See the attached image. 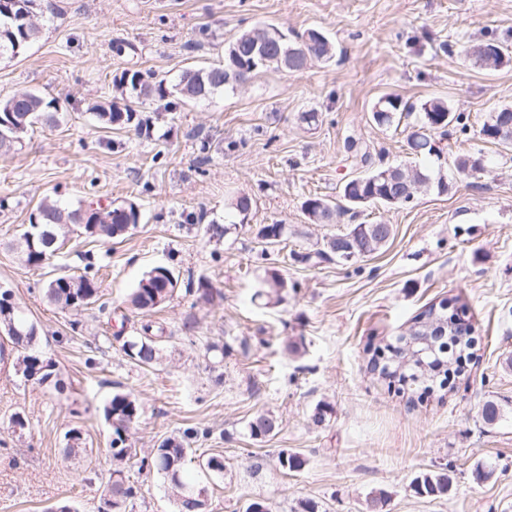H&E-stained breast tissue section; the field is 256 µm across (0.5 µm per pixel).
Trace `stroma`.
<instances>
[{
    "mask_svg": "<svg viewBox=\"0 0 512 512\" xmlns=\"http://www.w3.org/2000/svg\"><path fill=\"white\" fill-rule=\"evenodd\" d=\"M39 15L40 39L0 60V99L38 92L63 120L0 157V289L37 325V347L64 387L26 381L0 361V512H97L112 471L102 408L117 391L142 405L128 432L137 454L185 428L207 430L195 459H224L223 473H195L207 512H245L254 501L272 512H302L305 502L371 512L381 491L383 512H512V145L480 134L489 113L512 104V63L485 70L460 53L484 37L512 47V0H40ZM268 23L291 34L321 28L333 60L181 101L174 87L186 67L222 61L238 32ZM126 69L171 93L138 105L143 128L102 129L91 106L115 97L112 78ZM385 94L452 104L459 119L440 142L449 189L359 211L357 222L392 225L389 242L347 264L319 258L344 226L309 223L302 204L336 200L352 172L348 144L387 164L415 161L406 126L371 120ZM310 111L312 126L300 119ZM467 153L482 168L463 175L452 161ZM47 195L73 208L132 200L141 220L108 244L71 240L32 269L9 244ZM240 195L251 200L244 217L231 206ZM215 224L227 234H213ZM269 224L284 225L280 242L259 237ZM88 264L102 307L72 313L47 299L56 273ZM156 266L177 277V296L148 313L127 309ZM274 270L287 288L268 305L257 293ZM203 277L216 290L209 303L195 292ZM440 303L472 329L474 356L460 373L425 395L373 372L375 347ZM145 323L165 334L146 369L123 351ZM488 400L505 412L494 425L481 416ZM321 402L330 413L318 427L309 417ZM18 413L25 429L12 425ZM261 413L279 417V434L251 437ZM72 427L88 455L65 456ZM284 449L300 453L301 470L279 466ZM440 468L448 492L415 494L413 479ZM126 512H176L163 477L137 474Z\"/></svg>",
    "mask_w": 512,
    "mask_h": 512,
    "instance_id": "1",
    "label": "stroma"
}]
</instances>
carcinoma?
<instances>
[{
	"label": "carcinoma",
	"instance_id": "obj_1",
	"mask_svg": "<svg viewBox=\"0 0 512 512\" xmlns=\"http://www.w3.org/2000/svg\"><path fill=\"white\" fill-rule=\"evenodd\" d=\"M32 0H14L12 16L0 13V30L8 27L16 41L0 38V59L14 58L25 51L41 34L39 21H30L28 4ZM259 28L251 27L238 33L224 51V63L195 66L183 71L178 83V93L188 103L205 100L217 93L233 90L241 77L251 78L262 69H282V56L277 46L268 45L263 51L254 49V44L266 39L257 34ZM312 40L310 61H329L335 53V47L326 34L316 28H307L295 35L279 41L282 47H296L298 41ZM464 55L476 65H483L484 58L493 56L496 66L512 61L508 47L496 40H480L469 44ZM112 84L120 96L105 103L95 104L92 110L103 129L122 128L131 124L136 118L133 104L150 98L163 99L168 95L164 81L150 83L142 79L140 72L124 70L113 76ZM418 112L416 122L411 126L407 143L420 163L414 167L402 166L405 171L415 175L414 192L434 191L438 194L448 191V181L443 174L447 160L442 158L443 149L437 145L436 136L445 135V128L453 121L452 107L442 98H431L420 107L404 102L397 95L380 98L371 111L372 121L379 127L400 125L403 118L412 112ZM17 119L14 127H6L8 114ZM59 122L57 107L36 92H21L7 99L0 100V153L7 155L22 145L28 132L36 125H56ZM482 129L486 130V139L504 145L512 144V105H504L490 113ZM350 165L360 169L358 176L346 180L340 187V203L312 197L303 202L302 208L309 223L331 224L336 214L348 213L356 209L381 204L390 205L388 195H396L399 185L393 182L394 165L376 162L369 149L348 146ZM459 173L468 174L481 168V159L470 154H461L455 159ZM39 223L45 225L51 239V245L41 238L34 239L32 246L16 247L20 259L29 267L40 268L54 256L57 245L75 238L73 226L85 221L81 228L82 238L93 242H109L123 237L128 229L139 223L141 211L133 201L119 205L109 204L90 212L79 206L69 209L61 206L57 200L44 197L35 208ZM358 228L352 224L349 230L332 236L326 243V249L318 252L324 258L331 256L344 262V252L340 246L349 232ZM393 234L390 224H368L366 233L359 241L360 250L357 257L363 258L379 251ZM143 280L149 286L139 285L129 296L130 305L139 311H153L169 302L177 290L178 281L172 271L158 266L146 272ZM46 294L51 302L63 310H82L94 305L99 300L100 286L95 276L85 271L77 274H59L49 282ZM286 288L279 273L271 272L268 279V300H281V293ZM10 292H0V335L11 344L6 348L0 344V360L12 358L13 367L26 379L39 384H47L57 377L56 362L36 349L38 329L25 318L16 307L8 303ZM143 335L135 336L123 344L124 352L142 366L151 367L159 359L158 337L151 335L152 325L142 326ZM471 347V339H460V335H447L444 342H434V347L424 356L427 365L443 357L450 348ZM142 407L136 397L126 391L112 394V398L103 406L104 419L112 428V440L109 452L115 467L104 490L107 508L99 512H125L127 501L134 494V482L125 471L123 463L130 458L131 448L127 445V432L140 418ZM250 433L254 437H268L280 431V423L271 415H259L249 423ZM200 436L194 428L185 429L179 436H170L141 459L140 468H149L161 474L168 484V490L174 499L177 512H205L206 501L192 498V492L202 489L188 472L194 462L191 444ZM450 481L444 471L428 472L414 480V488L419 494L435 496L448 492Z\"/></svg>",
	"mask_w": 512,
	"mask_h": 512
}]
</instances>
